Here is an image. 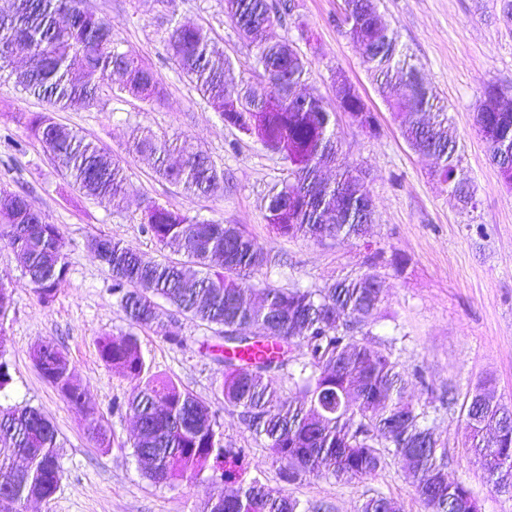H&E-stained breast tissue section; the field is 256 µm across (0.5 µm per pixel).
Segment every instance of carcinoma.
<instances>
[{
    "instance_id": "1",
    "label": "carcinoma",
    "mask_w": 512,
    "mask_h": 512,
    "mask_svg": "<svg viewBox=\"0 0 512 512\" xmlns=\"http://www.w3.org/2000/svg\"><path fill=\"white\" fill-rule=\"evenodd\" d=\"M346 0L336 25L363 51L378 93L398 121L410 148L433 158L432 177L455 196L469 193L459 178L458 141L447 106L421 77L400 47L394 31L381 22L378 0ZM292 0H224V14L254 49L253 71L270 82L263 98L232 76L233 63L195 24L172 26L164 38L166 53L179 73L220 118L288 162V173L264 197L265 219L287 238L323 240L366 236L373 221L370 190L356 166L338 157L336 107L317 93H296L310 74L306 54L268 32L285 17L297 28ZM26 64L14 66V55ZM14 80L30 96L61 112L97 102L112 75L119 90L150 101L163 94L155 71L130 50L121 49L112 23L83 8L81 0H13L0 14V76ZM233 107L226 112L224 108ZM478 132L489 145L503 181L512 185V105L498 88H486L475 108ZM29 135L40 142L70 177L73 188L100 203L118 207L130 184L125 168L101 147L65 127L47 113L25 116ZM129 151L154 158L155 172L187 194L210 197L224 191V170L209 157L157 135L149 128ZM181 154L179 163L169 156ZM337 164L332 184L320 178L323 166ZM144 231L176 260L147 261L130 245L106 235L90 246L112 273V297L133 327L164 330L167 340L183 338L164 329L156 298L215 333L201 347L224 365L217 387L224 403L264 442L279 476L295 482L307 475H331L346 481L369 479L388 457L406 460L414 475V495L426 512H480L462 482H450L447 454L438 448L428 425V406L455 400L430 397L419 405L399 371V355L363 339L382 301L378 276L361 272L323 288H261L262 304L245 294L256 285L243 273L272 262L270 250L239 224L191 219L160 204L146 208ZM0 241L16 253L33 292L44 306L56 300L68 273L66 242L60 226L49 222L28 195L0 188ZM13 304L12 291L0 282V332ZM250 334H243L244 329ZM104 364L135 381L125 412L137 425L133 455L156 483L175 486L198 481L204 464L215 459L234 464L243 449L226 448L208 405L172 379L151 373L137 336L104 334L97 341ZM42 378L79 410L89 408L72 379L70 362L53 341L33 350ZM292 383L299 400L283 395ZM468 448L483 465L493 487L512 493V410L495 396L490 383L469 392L465 424ZM89 434L100 448L111 438L98 416L89 418ZM62 444L51 421L29 403L0 405V492L3 512H23L30 501H47L59 489ZM198 512H303L296 500L281 497L257 477L224 490L211 489ZM358 512H400L380 492L362 498Z\"/></svg>"
}]
</instances>
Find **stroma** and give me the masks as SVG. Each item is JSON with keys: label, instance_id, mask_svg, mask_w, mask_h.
Segmentation results:
<instances>
[{"label": "stroma", "instance_id": "35a3bbf8", "mask_svg": "<svg viewBox=\"0 0 512 512\" xmlns=\"http://www.w3.org/2000/svg\"><path fill=\"white\" fill-rule=\"evenodd\" d=\"M297 12L318 36L309 52L311 71L305 89L332 98L331 76L343 71L374 113L378 135L336 116V138L346 161L368 174L374 222L365 240L316 242L273 237L262 199L287 174L281 155L226 126L200 99L187 78L168 59L162 37L171 21L204 27L212 41L235 63V74L250 77L252 53L224 15L223 0H175L165 11L160 0H82L84 8L112 21L123 48L151 63L164 96L146 102L116 89H104L98 102L53 114L56 122L98 143L122 164L132 184L124 207L87 198L36 140L28 138L19 117L44 112L46 103L25 94L13 81L0 79V139L20 141L14 151L0 142V187L26 192L50 222L60 225L67 244L69 272L55 302L42 306L14 251L0 243V281L13 291V306L0 337V359L11 381L0 404L38 406L58 431L64 446V477L49 501H34L24 512H196L207 491L221 480V469L207 465L198 482L175 487L154 484L133 455V419L113 410L132 384L104 365L96 339L105 333L135 332L153 372L172 378L206 401L216 415L225 445L246 451L243 476L260 478L280 496L300 501L305 512H357L363 495L380 492L398 499L404 512H424L413 496L409 468L399 461L375 477L350 484L332 476L280 481L263 443L225 406L215 389L224 367L200 344L208 329L161 303L164 320L184 339L170 344L161 332L132 329L113 298L108 268L89 246L109 235L136 248L145 258L165 254L142 230L150 202L169 204L183 214L244 225L276 255L273 272H256L257 287L299 283L321 288L360 271L367 249L397 253L407 261L403 273L377 265L384 299L370 324L369 339L395 347L414 400L428 392H454L455 405L437 409L430 427L448 455V478L464 482L482 512H512V497L496 492L478 460L468 451L465 403L469 390L490 381L512 408V187L489 160L478 133L474 109L487 86L512 99V16L502 0H379V11L406 48L426 81L448 105L460 141L461 167L477 199L475 210L461 209L447 189L430 175L431 158L411 150L398 123L379 96L361 50L335 24L342 0H297ZM206 152L223 168L226 189L211 198L187 195L154 172L151 162L129 154L127 144L142 128ZM239 148L229 151V141ZM41 340L57 342L67 353L76 383L98 411L112 445L91 440L88 419L67 403L40 375L32 348ZM422 369L425 384L412 382Z\"/></svg>", "mask_w": 512, "mask_h": 512}]
</instances>
